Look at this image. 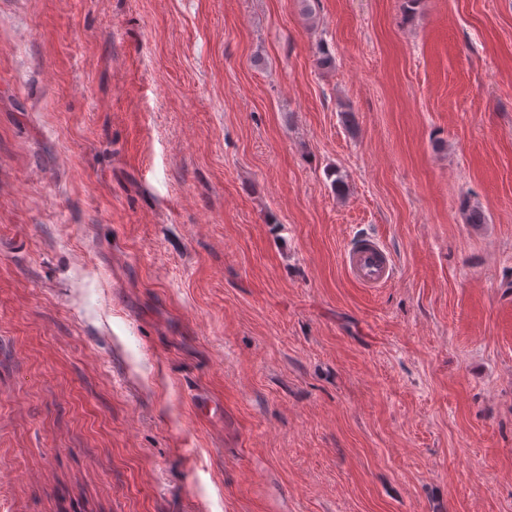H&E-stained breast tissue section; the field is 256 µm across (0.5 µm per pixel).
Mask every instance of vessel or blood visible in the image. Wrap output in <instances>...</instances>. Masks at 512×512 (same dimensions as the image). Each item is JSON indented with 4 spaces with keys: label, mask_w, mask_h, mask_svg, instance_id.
I'll list each match as a JSON object with an SVG mask.
<instances>
[{
    "label": "vessel or blood",
    "mask_w": 512,
    "mask_h": 512,
    "mask_svg": "<svg viewBox=\"0 0 512 512\" xmlns=\"http://www.w3.org/2000/svg\"><path fill=\"white\" fill-rule=\"evenodd\" d=\"M348 276L364 288H380L396 274L394 259L384 242L375 236L359 238L344 253Z\"/></svg>",
    "instance_id": "1"
}]
</instances>
